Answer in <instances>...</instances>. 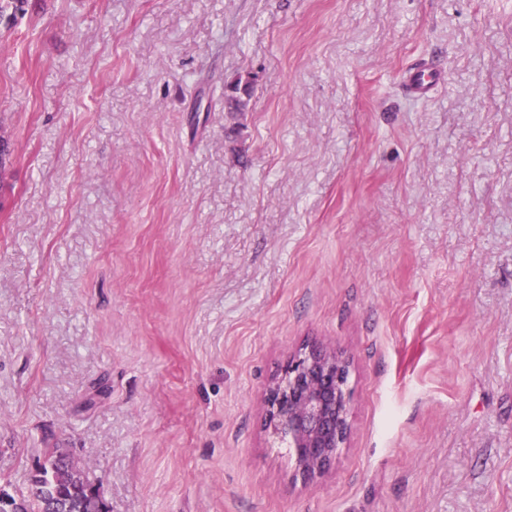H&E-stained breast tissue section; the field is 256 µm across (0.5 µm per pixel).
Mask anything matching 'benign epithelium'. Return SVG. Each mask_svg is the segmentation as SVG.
<instances>
[{
    "mask_svg": "<svg viewBox=\"0 0 512 512\" xmlns=\"http://www.w3.org/2000/svg\"><path fill=\"white\" fill-rule=\"evenodd\" d=\"M349 364L335 351L313 346L293 357L266 394L271 436L288 442L306 476L324 472L347 440Z\"/></svg>",
    "mask_w": 512,
    "mask_h": 512,
    "instance_id": "obj_1",
    "label": "benign epithelium"
}]
</instances>
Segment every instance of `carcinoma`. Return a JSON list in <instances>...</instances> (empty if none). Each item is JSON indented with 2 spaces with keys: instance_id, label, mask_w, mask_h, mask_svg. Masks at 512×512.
I'll use <instances>...</instances> for the list:
<instances>
[{
  "instance_id": "carcinoma-1",
  "label": "carcinoma",
  "mask_w": 512,
  "mask_h": 512,
  "mask_svg": "<svg viewBox=\"0 0 512 512\" xmlns=\"http://www.w3.org/2000/svg\"><path fill=\"white\" fill-rule=\"evenodd\" d=\"M251 84L237 78L224 85V110L240 114L247 110ZM22 504V512H47L49 501L60 500L68 512H101L102 500L87 478L58 449L45 452L30 473L26 486L14 492L0 487V496Z\"/></svg>"
}]
</instances>
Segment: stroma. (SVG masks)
Wrapping results in <instances>:
<instances>
[{"label":"stroma","instance_id":"35a3bbf8","mask_svg":"<svg viewBox=\"0 0 512 512\" xmlns=\"http://www.w3.org/2000/svg\"><path fill=\"white\" fill-rule=\"evenodd\" d=\"M0 143V485L57 448L109 512H512V0H28ZM315 344L307 479L264 398ZM433 81V74L428 68L408 72L402 78L406 92L414 98L423 97L430 90ZM248 80L243 81L242 78H237L224 85V110L226 112L240 114L246 112L248 105V98L251 93V83L245 84ZM349 364L334 350L312 346L294 355L266 394L271 436L287 441L305 476L324 472L347 440Z\"/></svg>","mask_w":512,"mask_h":512}]
</instances>
